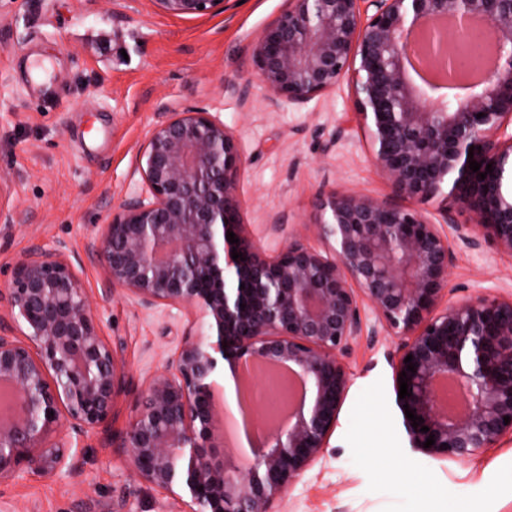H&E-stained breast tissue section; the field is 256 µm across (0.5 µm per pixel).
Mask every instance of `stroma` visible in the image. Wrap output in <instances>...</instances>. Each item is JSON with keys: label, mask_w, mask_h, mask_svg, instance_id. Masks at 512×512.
I'll use <instances>...</instances> for the list:
<instances>
[{"label": "stroma", "mask_w": 512, "mask_h": 512, "mask_svg": "<svg viewBox=\"0 0 512 512\" xmlns=\"http://www.w3.org/2000/svg\"><path fill=\"white\" fill-rule=\"evenodd\" d=\"M287 7L226 0L222 11L184 18L153 0H0V204L27 216L0 224V285L32 245L65 242L126 372L109 424L81 441L71 469L27 470L0 483V512L183 508L136 475L119 442L148 380L182 342L188 314L145 310L121 291L106 292L87 250L122 200L144 192L135 156L164 113L203 110L234 132L245 161L242 220L265 254L293 236L318 245L320 192L390 197L353 115L348 78L303 104L274 102L253 81L251 47ZM415 207L451 237L453 296L512 294L511 256L451 235L452 224H473L472 212L442 195ZM377 324L365 309L363 332L344 357L351 382L329 444L274 512H512L511 439L462 461L412 448L395 391L397 342ZM403 476L447 487V500L402 492Z\"/></svg>", "instance_id": "obj_1"}]
</instances>
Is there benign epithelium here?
<instances>
[{"mask_svg":"<svg viewBox=\"0 0 512 512\" xmlns=\"http://www.w3.org/2000/svg\"><path fill=\"white\" fill-rule=\"evenodd\" d=\"M153 2L196 18L224 0ZM359 2L288 0L253 43V74L289 103L348 76L354 115L392 198L321 193V246L292 237L266 255L241 221L235 134L208 112H169L135 158L145 194L123 200L91 245L108 291L145 309L196 312L199 331L150 378L120 443L137 474L184 512H272L319 459L349 387L343 357L361 336V297L398 341L396 378H410L399 404L423 419L417 429L404 419L411 447L459 460L512 436V296L482 293L437 309L453 251L412 205L447 194L475 214V234L463 241L478 247L483 238L512 257V190L503 188L512 181V0H369L367 18ZM439 17L479 22L494 49L493 67L462 99L432 97L410 67L418 55L454 66L451 45L470 31L430 32ZM229 231L239 242H228ZM2 304L0 481L23 465L58 472L73 443L112 417L125 388L119 354L61 243L29 249L0 289ZM221 359L235 375L246 365L285 367L291 378L281 385L300 387L259 446L236 438L229 402L217 410L211 376ZM445 380L465 390L463 412L442 407Z\"/></svg>","mask_w":512,"mask_h":512,"instance_id":"benign-epithelium-1","label":"benign epithelium"}]
</instances>
